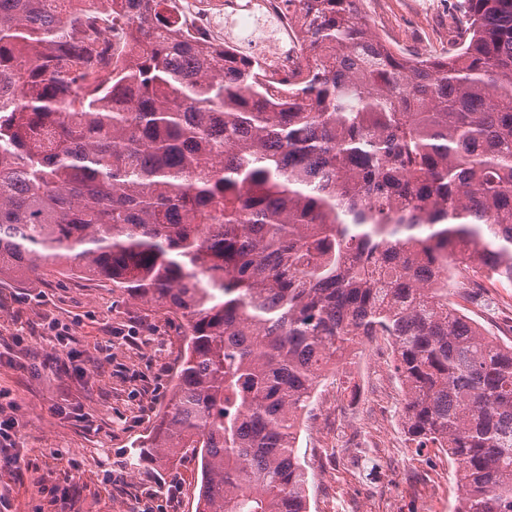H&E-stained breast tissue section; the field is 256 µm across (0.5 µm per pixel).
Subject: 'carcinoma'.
<instances>
[{"mask_svg": "<svg viewBox=\"0 0 512 512\" xmlns=\"http://www.w3.org/2000/svg\"><path fill=\"white\" fill-rule=\"evenodd\" d=\"M0 0V274L105 280L185 322L136 462L200 459L196 512H309L301 415L353 345L393 347L402 427L512 512V343L449 296L512 286V0H458L448 50L363 0H280L278 79L167 0Z\"/></svg>", "mask_w": 512, "mask_h": 512, "instance_id": "obj_1", "label": "carcinoma"}]
</instances>
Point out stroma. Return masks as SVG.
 Masks as SVG:
<instances>
[{"mask_svg": "<svg viewBox=\"0 0 512 512\" xmlns=\"http://www.w3.org/2000/svg\"><path fill=\"white\" fill-rule=\"evenodd\" d=\"M376 32L414 51L443 52L454 0H363ZM452 298L499 341L512 342V288L471 274ZM54 321L80 356L63 368L58 340L13 335ZM184 327L174 316L93 279L0 277V389L15 401L24 462L0 473V512H195L197 459L137 462L171 390ZM383 337L363 342L319 385L298 442L310 512H451L460 473L402 432L403 392Z\"/></svg>", "mask_w": 512, "mask_h": 512, "instance_id": "35a3bbf8", "label": "stroma"}]
</instances>
